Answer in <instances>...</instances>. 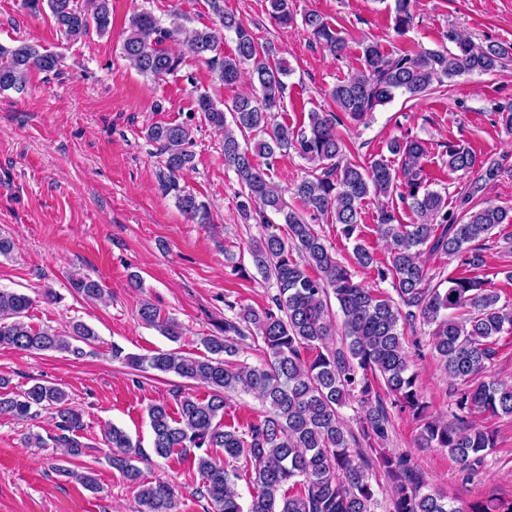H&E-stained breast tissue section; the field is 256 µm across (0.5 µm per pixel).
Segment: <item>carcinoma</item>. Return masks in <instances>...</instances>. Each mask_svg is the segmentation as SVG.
Instances as JSON below:
<instances>
[{
    "label": "carcinoma",
    "instance_id": "carcinoma-1",
    "mask_svg": "<svg viewBox=\"0 0 512 512\" xmlns=\"http://www.w3.org/2000/svg\"><path fill=\"white\" fill-rule=\"evenodd\" d=\"M268 15L285 28L295 21L292 0H266ZM212 25L189 29L176 16L164 27L150 11L129 19L122 43L123 58L146 78L159 80L177 72L179 54L164 44L184 40L203 57L217 81L237 85L244 67L250 68L252 92L218 103L207 92L195 99V109L222 136L224 164L231 168L245 193L239 208L245 218L270 224L267 213L281 216L286 234L271 231L249 248L257 273L273 282L268 305L256 311L236 309L215 324L216 335L205 336L207 354L196 356L179 348L150 356L123 354L112 346V358L130 368L173 374L208 390L200 397L175 395L176 408L152 403L147 408L156 457L167 459L199 450L193 462L203 479L201 496L211 512H376L379 506L372 475L383 471L389 487L388 512H512V502L482 498L456 503L428 488L423 475L407 455L384 448L390 424L389 407L409 411L421 422L420 440L427 448H444L466 472L476 477L488 451L495 447L494 432L468 421L475 409L492 416L512 415V383L483 380L497 354V337L512 334V304L501 301L499 289L480 274L487 266L484 242L502 224L512 225V210L491 201H477L495 183L503 168L495 160H478L461 145H448L446 165L451 173L472 175L455 206L427 188L424 160L428 149L421 140L393 139L388 151L398 166L383 158L356 163L346 158L347 145L338 129L343 121L364 122L396 95L418 97L463 73H495L512 61V43L476 45L456 30L447 34L450 48L416 53L387 54L378 44L363 46L362 69L340 80L330 90L337 113L312 110L300 127L275 120L291 69L261 43L224 0H207ZM26 8L50 13L57 30L69 40L88 36L90 28L105 34L112 26L111 0H89L82 9L76 0H24ZM415 0H395V28L413 21ZM302 25L333 57L344 54L347 42L322 15L310 11ZM235 36V52L224 54V36ZM60 57L35 44H0V91L25 89L34 71L57 74ZM160 158L159 178L178 207L196 224H210L207 205L180 186L179 174L192 165V127L187 123H156L146 131ZM295 152L308 165L307 175L293 184L288 205L283 191L267 181L258 159L271 165ZM377 205L375 231L385 242L389 260L379 261L360 242L364 228L362 204ZM411 222L398 219L399 210ZM321 219L340 226L354 241L355 264L391 281L390 296L354 280L322 235L307 222ZM457 261V273L434 281L421 260L424 252ZM71 288L87 299L102 297L103 288L88 275L73 276ZM341 312L342 340L335 335L330 299ZM35 299L0 288V347L22 351L55 350L76 358L82 345L97 335L82 322L60 332L28 322ZM145 324L177 343L183 329L175 319L161 315L145 301L139 309ZM434 326L430 346L448 376L455 381L452 421L427 414L413 370L408 344L421 348V339L408 340L404 330L416 332V321ZM260 345L264 359L257 365L236 364L245 340ZM238 391L254 394L263 411L242 425L226 421L228 400ZM357 404V430L345 423L340 409ZM48 411L58 434L50 438L63 454L78 457L88 444L79 440L82 414L69 395L49 382H36L15 392L0 377V414L26 421ZM111 464L120 470L136 493L139 512H174L176 489L164 481H148L132 464L140 446L121 428L104 432ZM251 465L250 500L242 503L237 488L240 461Z\"/></svg>",
    "mask_w": 512,
    "mask_h": 512
}]
</instances>
